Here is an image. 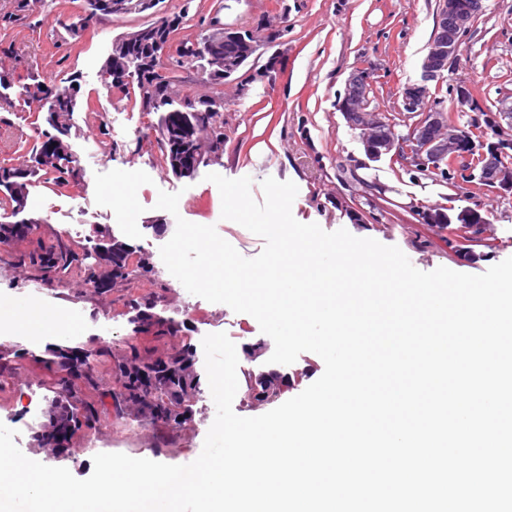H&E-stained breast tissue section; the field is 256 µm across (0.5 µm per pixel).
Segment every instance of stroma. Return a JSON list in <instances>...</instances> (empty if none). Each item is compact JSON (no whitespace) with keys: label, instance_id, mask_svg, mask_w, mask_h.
<instances>
[{"label":"stroma","instance_id":"1","mask_svg":"<svg viewBox=\"0 0 512 512\" xmlns=\"http://www.w3.org/2000/svg\"><path fill=\"white\" fill-rule=\"evenodd\" d=\"M198 11L180 31L199 34L203 20L220 15L225 26L244 28L260 40L258 51L225 81L224 150L200 167L194 178H177L166 167L157 131L158 115L142 111L134 97L118 98L101 80V69L119 34L151 23L140 14L128 18L88 20L79 36H69L62 20L85 12L84 0H46L41 15L10 33L13 56L5 66L15 74L34 73L60 83L77 77L78 106L68 119L69 142L79 173L59 187L36 180L22 216L38 221L35 236L0 246V312L36 303L61 310L73 320L65 336L0 334V347L16 357L17 376L0 386V423L15 430L23 453L35 454L33 435L48 390L40 364L48 349L65 345L120 351L137 344L159 354L181 343L193 347L195 370L205 375L203 338L223 332L236 347L263 343L256 360L240 358L239 372L268 370L272 339L250 315L192 295L173 279L159 249L173 235L160 221L181 216L215 226L241 255L257 256L261 237L222 219L221 196L207 174L250 177L251 194L262 200L261 183L272 177L293 181L298 194L294 218L324 231L346 229L362 238L399 247L419 270L444 266L481 274L512 257V195H503L461 178L445 180L410 175L389 158L370 161L358 130L338 110L345 82L357 64L373 71L370 107L386 115L399 113L400 91L419 82L427 45L441 0H196ZM468 85L472 102L459 106L452 89ZM432 96L443 99L452 121L466 126L512 106V0H484L483 12L463 37L458 61L443 78L430 82ZM0 101V165L24 166L36 130H47L45 113L18 101ZM179 193L177 214L157 209L160 192ZM447 208L478 211L488 224L483 233L491 249L467 261L448 243V234L426 224L423 212ZM116 236L147 257L151 270L133 272L100 294L86 283L83 266L61 277L33 267L29 254L42 246L66 244L77 255L92 253L100 236ZM175 319L180 327L169 342L142 332L141 306ZM216 411L208 383H201L186 428L144 429L136 422H102L74 438L76 452L55 464L74 477L88 478L99 453H123L171 465H186L201 453Z\"/></svg>","mask_w":512,"mask_h":512}]
</instances>
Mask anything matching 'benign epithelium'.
<instances>
[{
	"label": "benign epithelium",
	"instance_id": "benign-epithelium-1",
	"mask_svg": "<svg viewBox=\"0 0 512 512\" xmlns=\"http://www.w3.org/2000/svg\"><path fill=\"white\" fill-rule=\"evenodd\" d=\"M482 10L483 0H442L422 62L421 82L408 84L402 90V110L409 121V132L405 136H395L392 123L382 114L368 110L371 72L362 65L355 66L339 109L350 127L362 130V142L369 159L378 161L388 157L400 161L410 171L436 172L449 159L466 164L477 156L480 179L500 193L512 194V170L503 165L509 143L489 144L484 139L474 138L448 124L447 109L434 110L428 101L429 83L443 77L457 60L459 40ZM196 141L194 123L180 117L178 139L171 154L176 176H194L200 155L189 149V145Z\"/></svg>",
	"mask_w": 512,
	"mask_h": 512
}]
</instances>
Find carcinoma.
<instances>
[{"label":"carcinoma","mask_w":512,"mask_h":512,"mask_svg":"<svg viewBox=\"0 0 512 512\" xmlns=\"http://www.w3.org/2000/svg\"><path fill=\"white\" fill-rule=\"evenodd\" d=\"M24 0H15L14 9L0 13V30L8 31L37 12V7L44 5V0H29L31 7L23 5ZM195 0H179V8L169 12L164 9L165 0H158L160 6L155 14L158 19L144 25L141 30L146 38L166 33L169 45L157 48L149 45L135 51L142 55L146 50L155 54L167 50V65L164 75L155 79L147 71L135 67L124 55L122 49H114L109 54L101 70V80L118 93L127 96L134 92L135 100L145 112L160 114L159 135L164 158H169L171 143L169 134L178 125V114L197 112L199 133H208L212 143L224 146V96L219 84L212 85V91L203 94L184 90L175 79L174 67L198 66L195 56L187 48L197 41L209 46L212 59L223 63L235 60L250 52L257 44L253 37L228 39L212 33H200L195 39L174 40L179 27L189 20L190 11L184 8ZM77 79L70 80V85L59 87L40 80L33 74L27 75V82L21 85V95L29 103L48 99L43 105L49 114V121L57 134L38 133V145L31 157V164L21 168L0 167V200L11 205L12 214L22 213L27 205L29 186L32 178L43 173L54 174L61 184L77 178L78 172L70 144L67 141L68 127L64 118L75 112L78 105L79 88L74 86ZM63 94L67 101L55 105L51 99ZM56 138L57 146L52 162L46 164L40 160L45 139ZM27 220L22 219L11 224H0V237L8 236L14 240H25L29 235L22 231ZM77 256L62 243L49 246L46 250L30 256V263L45 274H65ZM143 267V260H134L131 246L120 240H110L108 254L88 266L86 279L96 285L105 287L118 280L127 279L133 267ZM146 331L158 340H163L179 332L178 324L167 318L149 322ZM112 360V385L105 386L95 376L93 364L99 360ZM167 362L164 374L154 384H144L141 376L155 371L156 363ZM44 364L53 375L50 391L53 396L48 399L46 421L33 436L35 445L50 456L59 455L61 432L71 429L68 438H74L83 429H94L104 420L114 418L146 422L153 428H184L191 423V418L179 419L183 409L190 408L192 401L200 391V379L194 369V352L189 344L162 355L144 353L136 345L118 357L112 356L107 348L87 350L82 354L72 347L58 346L51 350V357ZM247 388L258 387L257 400L273 404L280 400L277 396L278 383L274 373L244 375Z\"/></svg>","instance_id":"cac0c4a2"}]
</instances>
